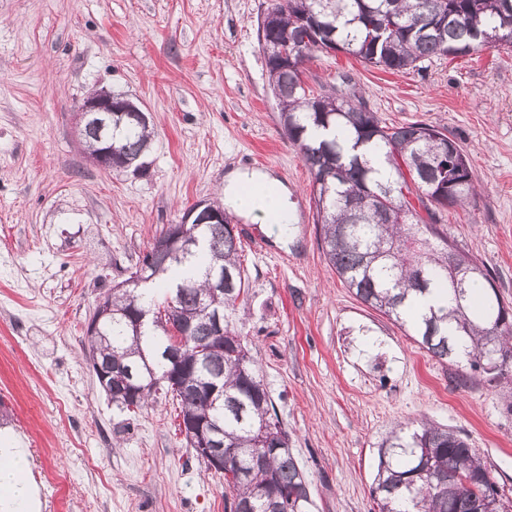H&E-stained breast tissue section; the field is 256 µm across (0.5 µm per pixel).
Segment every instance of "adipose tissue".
<instances>
[{"label": "adipose tissue", "instance_id": "1", "mask_svg": "<svg viewBox=\"0 0 512 512\" xmlns=\"http://www.w3.org/2000/svg\"><path fill=\"white\" fill-rule=\"evenodd\" d=\"M224 206L236 214L277 225L287 234L292 205L287 189L268 173L235 169L224 178ZM28 460L9 432L0 431V512H38L33 486L26 480Z\"/></svg>", "mask_w": 512, "mask_h": 512}]
</instances>
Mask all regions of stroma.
Wrapping results in <instances>:
<instances>
[{
  "mask_svg": "<svg viewBox=\"0 0 512 512\" xmlns=\"http://www.w3.org/2000/svg\"><path fill=\"white\" fill-rule=\"evenodd\" d=\"M271 0H0V430L29 453L41 512H225L158 397L129 418L90 369L85 328L154 237L232 169L288 186L298 222L231 215L250 281L248 339L311 483V512H374L377 449L399 422L467 435L512 502V374L431 357L363 304L320 246L311 176L279 123L257 23ZM309 86L364 97L382 123L448 128L477 196L443 212L457 248L512 304V47L390 73L342 53ZM122 92L153 130L146 175L92 164L75 133L85 99Z\"/></svg>",
  "mask_w": 512,
  "mask_h": 512,
  "instance_id": "obj_1",
  "label": "stroma"
}]
</instances>
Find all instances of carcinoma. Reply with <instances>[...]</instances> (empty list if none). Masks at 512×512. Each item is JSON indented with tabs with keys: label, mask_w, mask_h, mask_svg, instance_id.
Masks as SVG:
<instances>
[{
	"label": "carcinoma",
	"mask_w": 512,
	"mask_h": 512,
	"mask_svg": "<svg viewBox=\"0 0 512 512\" xmlns=\"http://www.w3.org/2000/svg\"><path fill=\"white\" fill-rule=\"evenodd\" d=\"M512 0H273L258 23V43L280 124L310 172L311 195L321 224L323 253L339 278L364 304L387 316L433 357L467 359L496 374L512 369V307L505 304L490 271L457 252L458 261L479 267L464 275L448 261L442 211L464 206L476 187L467 155L448 129L425 123L387 126L362 99L345 100L330 90L316 93L303 68L327 43L365 65L392 73L420 69L435 57L467 56L488 45L483 35L499 30L498 43L512 44L501 17ZM395 20L396 28L372 40L370 28ZM292 58L280 56L284 38ZM147 123L112 128V167L141 175L151 143ZM222 224H190L175 253L147 250L134 274L136 288L112 287L104 303L112 320L91 349L112 361L115 407L129 416L162 391L178 401L183 421L198 419L218 429L227 455L224 484L230 512H310L311 492L291 449L275 405L244 333L249 277L239 237ZM224 271V292L211 291V270ZM484 281L474 309L469 288ZM441 290L437 307L413 319L415 298ZM224 314V337L213 335L205 310ZM144 315L140 332L127 314ZM192 322L181 353L175 388L168 382V325ZM137 381L135 407L126 405L124 380ZM220 386L217 401L203 391ZM372 493L378 512H476L480 499L500 497L487 468L467 439L423 422L408 431L396 425L378 447Z\"/></svg>",
	"instance_id": "carcinoma-1"
}]
</instances>
